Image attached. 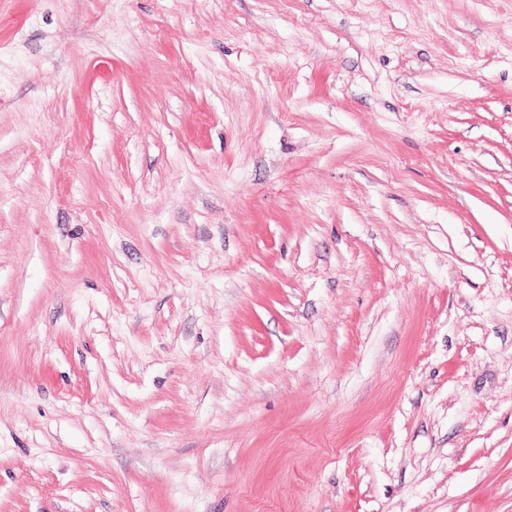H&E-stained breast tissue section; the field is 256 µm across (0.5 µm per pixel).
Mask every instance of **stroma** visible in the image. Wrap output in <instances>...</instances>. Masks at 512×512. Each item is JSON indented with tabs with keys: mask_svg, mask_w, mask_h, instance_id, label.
Wrapping results in <instances>:
<instances>
[{
	"mask_svg": "<svg viewBox=\"0 0 512 512\" xmlns=\"http://www.w3.org/2000/svg\"><path fill=\"white\" fill-rule=\"evenodd\" d=\"M0 512H512V0H0Z\"/></svg>",
	"mask_w": 512,
	"mask_h": 512,
	"instance_id": "35a3bbf8",
	"label": "stroma"
}]
</instances>
